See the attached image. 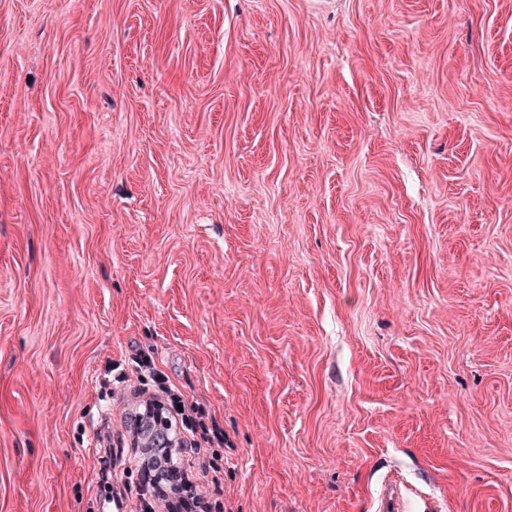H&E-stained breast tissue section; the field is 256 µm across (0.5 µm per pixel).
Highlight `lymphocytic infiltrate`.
<instances>
[{"label":"lymphocytic infiltrate","instance_id":"obj_1","mask_svg":"<svg viewBox=\"0 0 512 512\" xmlns=\"http://www.w3.org/2000/svg\"><path fill=\"white\" fill-rule=\"evenodd\" d=\"M138 380L151 381L153 390L149 393L142 412L160 410L165 420L180 421L181 427L190 437V450L200 451L201 447H211L204 464V470L210 477V490H194L188 474H180L175 479H152L149 489L140 490L141 512H224V503L214 497L212 490L220 486L224 477L222 457L216 453L224 445V434L219 428L215 416L203 405L186 402L175 390L169 377L157 368L153 358L143 354L134 360L131 372H120L115 383L128 381L130 376Z\"/></svg>","mask_w":512,"mask_h":512}]
</instances>
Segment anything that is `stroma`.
Instances as JSON below:
<instances>
[{
	"mask_svg": "<svg viewBox=\"0 0 512 512\" xmlns=\"http://www.w3.org/2000/svg\"><path fill=\"white\" fill-rule=\"evenodd\" d=\"M143 353L224 512H512V0H0V512ZM379 510L381 512H412L413 508L404 498L400 486L391 481L385 487Z\"/></svg>",
	"mask_w": 512,
	"mask_h": 512,
	"instance_id": "obj_1",
	"label": "stroma"
}]
</instances>
